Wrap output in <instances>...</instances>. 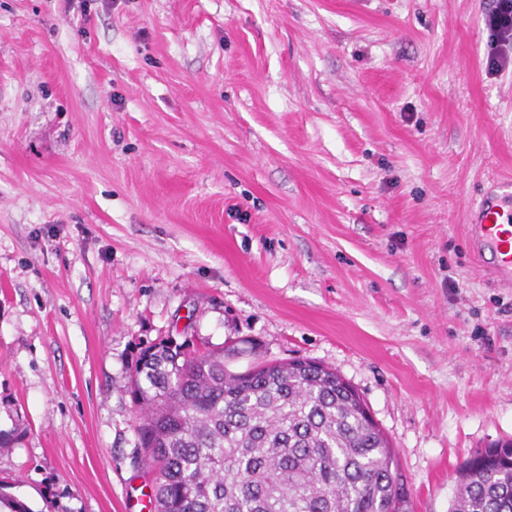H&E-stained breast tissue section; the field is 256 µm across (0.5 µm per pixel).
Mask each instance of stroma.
Wrapping results in <instances>:
<instances>
[{
    "label": "stroma",
    "instance_id": "1",
    "mask_svg": "<svg viewBox=\"0 0 512 512\" xmlns=\"http://www.w3.org/2000/svg\"><path fill=\"white\" fill-rule=\"evenodd\" d=\"M499 0H0V480L150 512L127 388L186 336L317 361L410 512L512 439V288L469 205L512 182Z\"/></svg>",
    "mask_w": 512,
    "mask_h": 512
}]
</instances>
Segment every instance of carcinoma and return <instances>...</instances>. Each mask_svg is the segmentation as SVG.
Returning a JSON list of instances; mask_svg holds the SVG:
<instances>
[{
  "mask_svg": "<svg viewBox=\"0 0 512 512\" xmlns=\"http://www.w3.org/2000/svg\"><path fill=\"white\" fill-rule=\"evenodd\" d=\"M130 395L153 512H403L390 440L358 393L309 360L243 373L161 339ZM449 512H512V440L464 461Z\"/></svg>",
  "mask_w": 512,
  "mask_h": 512,
  "instance_id": "cac0c4a2",
  "label": "carcinoma"
}]
</instances>
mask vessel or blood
<instances>
[{"mask_svg":"<svg viewBox=\"0 0 512 512\" xmlns=\"http://www.w3.org/2000/svg\"><path fill=\"white\" fill-rule=\"evenodd\" d=\"M502 200V194L491 192L473 204L472 231L476 254L492 256L488 274L512 288V213H503Z\"/></svg>","mask_w":512,"mask_h":512,"instance_id":"obj_1","label":"vessel or blood"}]
</instances>
